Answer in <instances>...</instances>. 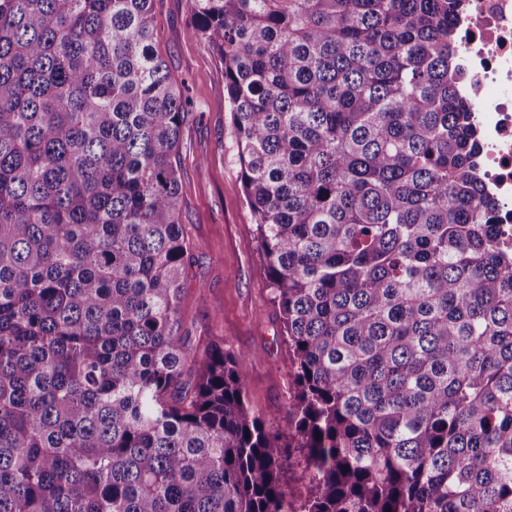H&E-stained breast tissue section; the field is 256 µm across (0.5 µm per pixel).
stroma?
<instances>
[{
	"instance_id": "35a3bbf8",
	"label": "stroma",
	"mask_w": 512,
	"mask_h": 512,
	"mask_svg": "<svg viewBox=\"0 0 512 512\" xmlns=\"http://www.w3.org/2000/svg\"><path fill=\"white\" fill-rule=\"evenodd\" d=\"M156 12L159 49L175 78L185 82L192 105L177 156L190 241L182 330L192 343L217 337L225 352L245 357L251 411L285 435L294 427L288 414L294 378L234 158L224 65L190 36V0H156Z\"/></svg>"
}]
</instances>
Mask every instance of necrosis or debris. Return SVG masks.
<instances>
[{
	"instance_id": "4bbe7bcc",
	"label": "necrosis or debris",
	"mask_w": 512,
	"mask_h": 512,
	"mask_svg": "<svg viewBox=\"0 0 512 512\" xmlns=\"http://www.w3.org/2000/svg\"><path fill=\"white\" fill-rule=\"evenodd\" d=\"M459 17L469 75L463 97L477 117L482 166L498 201L495 223L512 225V0H465Z\"/></svg>"
}]
</instances>
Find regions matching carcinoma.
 <instances>
[{"label": "carcinoma", "instance_id": "obj_1", "mask_svg": "<svg viewBox=\"0 0 512 512\" xmlns=\"http://www.w3.org/2000/svg\"><path fill=\"white\" fill-rule=\"evenodd\" d=\"M154 2L0 0V512H512V244L464 0H191L288 342L286 439L243 360L181 333L190 100ZM291 453L283 465L282 484L288 499L302 500L307 497L310 490L309 473L302 455L293 450Z\"/></svg>", "mask_w": 512, "mask_h": 512}]
</instances>
